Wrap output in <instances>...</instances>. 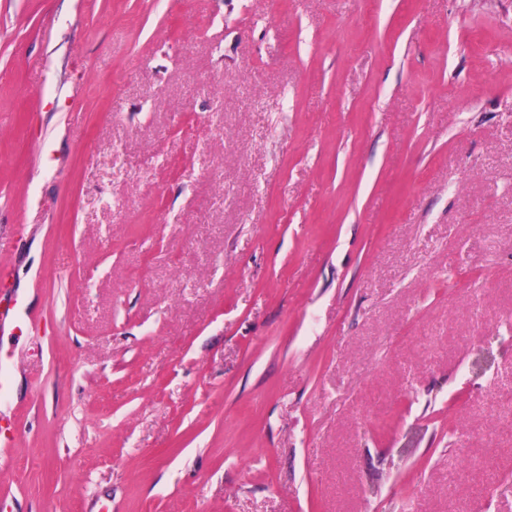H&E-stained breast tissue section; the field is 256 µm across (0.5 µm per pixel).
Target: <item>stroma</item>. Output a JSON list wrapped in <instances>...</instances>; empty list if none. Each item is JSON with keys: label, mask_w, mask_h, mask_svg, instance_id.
Segmentation results:
<instances>
[{"label": "stroma", "mask_w": 512, "mask_h": 512, "mask_svg": "<svg viewBox=\"0 0 512 512\" xmlns=\"http://www.w3.org/2000/svg\"><path fill=\"white\" fill-rule=\"evenodd\" d=\"M0 355V512H512V0H0Z\"/></svg>", "instance_id": "obj_1"}]
</instances>
